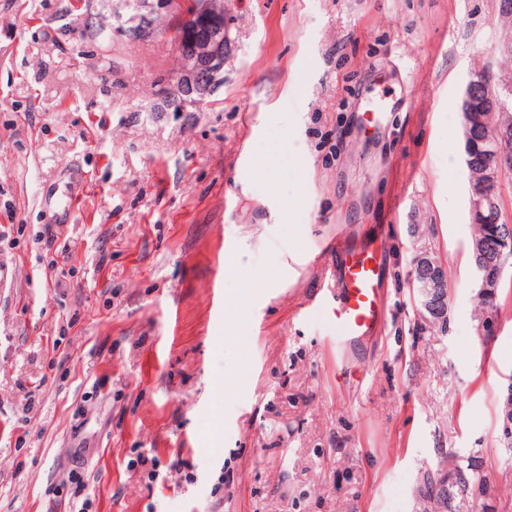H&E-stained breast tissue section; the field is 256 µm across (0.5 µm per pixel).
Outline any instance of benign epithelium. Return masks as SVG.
Instances as JSON below:
<instances>
[{
	"label": "benign epithelium",
	"mask_w": 512,
	"mask_h": 512,
	"mask_svg": "<svg viewBox=\"0 0 512 512\" xmlns=\"http://www.w3.org/2000/svg\"><path fill=\"white\" fill-rule=\"evenodd\" d=\"M84 26L94 29L104 23V11L112 16V33L128 40L139 41L169 34L176 46V64L168 77L169 89L177 103L170 112H201L210 99L224 86V65L233 51L232 23L225 7H214L209 0L201 4L183 5V0H148L145 16L127 13L124 0H109L101 5L96 0H83ZM507 83L505 98L490 104L474 95V84L463 91L465 135L482 121V113L496 112L512 96ZM512 168V139L502 136L494 142L493 159L484 171L483 182L489 187L501 183ZM494 201L483 190L470 196V212L479 219ZM507 235L500 239L499 263L495 271L480 265L476 269L480 291L489 297L497 294L503 274L512 260V226L506 225Z\"/></svg>",
	"instance_id": "benign-epithelium-1"
}]
</instances>
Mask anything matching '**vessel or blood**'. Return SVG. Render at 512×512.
Masks as SVG:
<instances>
[{
  "instance_id": "vessel-or-blood-1",
  "label": "vessel or blood",
  "mask_w": 512,
  "mask_h": 512,
  "mask_svg": "<svg viewBox=\"0 0 512 512\" xmlns=\"http://www.w3.org/2000/svg\"><path fill=\"white\" fill-rule=\"evenodd\" d=\"M382 250V242L355 244L341 231L320 260L325 274L336 277V293L313 304L310 312L329 323L337 344L357 347L384 321Z\"/></svg>"
}]
</instances>
